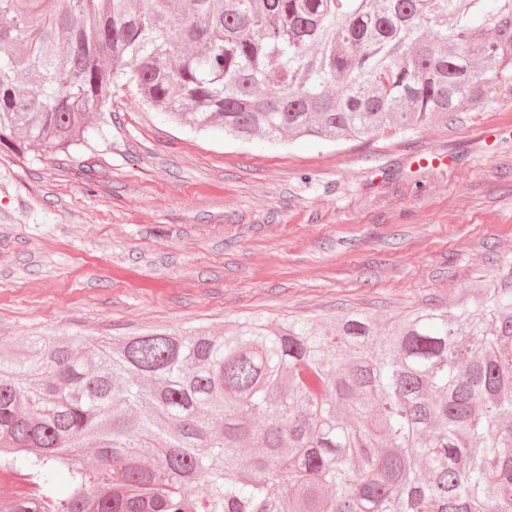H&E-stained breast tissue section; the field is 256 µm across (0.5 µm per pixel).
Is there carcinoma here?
Wrapping results in <instances>:
<instances>
[{
	"mask_svg": "<svg viewBox=\"0 0 512 512\" xmlns=\"http://www.w3.org/2000/svg\"><path fill=\"white\" fill-rule=\"evenodd\" d=\"M0 148L135 88L242 141L368 140L512 90V0H0ZM448 312L30 338L0 356L6 512H512V266ZM66 481L68 494L58 486Z\"/></svg>",
	"mask_w": 512,
	"mask_h": 512,
	"instance_id": "1",
	"label": "carcinoma"
}]
</instances>
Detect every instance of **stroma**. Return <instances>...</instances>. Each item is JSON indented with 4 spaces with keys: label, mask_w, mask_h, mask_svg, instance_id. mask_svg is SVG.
I'll return each mask as SVG.
<instances>
[{
    "label": "stroma",
    "mask_w": 512,
    "mask_h": 512,
    "mask_svg": "<svg viewBox=\"0 0 512 512\" xmlns=\"http://www.w3.org/2000/svg\"><path fill=\"white\" fill-rule=\"evenodd\" d=\"M104 136L0 153V343L401 319L512 265V91L368 142L239 141L134 93Z\"/></svg>",
    "instance_id": "1"
}]
</instances>
